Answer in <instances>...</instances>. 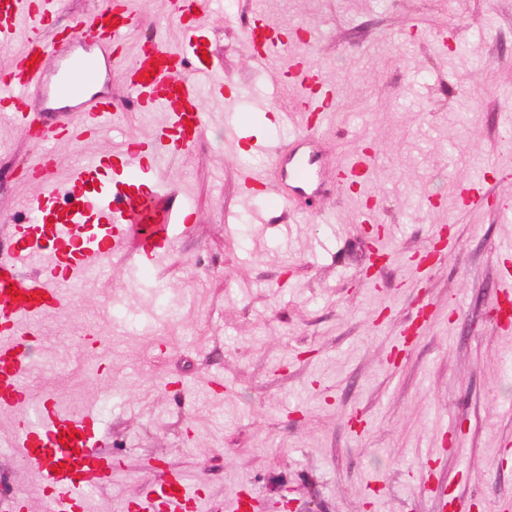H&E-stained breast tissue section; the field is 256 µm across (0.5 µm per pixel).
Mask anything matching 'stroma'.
Returning <instances> with one entry per match:
<instances>
[{
	"label": "stroma",
	"instance_id": "35a3bbf8",
	"mask_svg": "<svg viewBox=\"0 0 512 512\" xmlns=\"http://www.w3.org/2000/svg\"><path fill=\"white\" fill-rule=\"evenodd\" d=\"M104 0H60L50 34H68ZM135 24L112 61L116 129L56 142L59 175L79 160L120 154L162 123L139 108L121 71L155 37L175 46L164 0H126ZM200 16L224 92H203L202 136L160 175L191 213L153 267L112 261L69 289L46 320L27 380L78 410L95 405L115 463L91 512H123L150 463L201 481L209 512L237 487L257 512H437L424 483H442L448 512L512 504V332L500 329L499 254L512 249V0H240ZM288 31V50L258 60L254 10ZM318 67L336 94L316 134L323 188L291 197L267 157L231 141L288 139L279 124L301 90L294 59ZM265 111H255L257 101ZM375 162L362 192L337 193L335 173L363 146ZM0 118V259L36 187V152ZM266 170L282 198L244 197L243 169ZM489 169L488 203L458 194ZM375 201L377 221L362 213ZM97 326L100 345L83 341ZM0 410V512L41 501L33 468L9 443Z\"/></svg>",
	"mask_w": 512,
	"mask_h": 512
}]
</instances>
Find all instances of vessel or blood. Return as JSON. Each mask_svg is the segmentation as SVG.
Listing matches in <instances>:
<instances>
[{"label": "vessel or blood", "mask_w": 512, "mask_h": 512, "mask_svg": "<svg viewBox=\"0 0 512 512\" xmlns=\"http://www.w3.org/2000/svg\"><path fill=\"white\" fill-rule=\"evenodd\" d=\"M51 0H0V45L26 38L27 55H39L33 66H20L0 82V99L8 101L10 118L38 143L65 140L80 144L115 123L111 97L91 95L103 69L112 65L113 47L122 45L131 25L125 0H106L96 19L82 21L63 37L44 38L42 30ZM204 0H169L170 13L181 19L183 40L171 48L156 43L141 53L126 79L141 110L164 112L156 141L133 143L118 157L99 156L79 162L64 182L54 177L52 152L29 166L38 183L22 203L25 219L13 225L15 252L0 264V409L13 411L17 460L38 472L43 512H89L87 494L110 483L112 456L103 452L99 411L73 410L54 396L33 397L26 380L32 350L42 337V323L67 303V290L101 270L108 262L136 254L140 262L166 251L175 230H188L190 217L174 211L158 173L171 146L190 145L204 129L199 91L223 90L215 64L202 58L207 44L199 28L184 20L185 11L201 10ZM267 58L284 40L278 31L254 22L248 32ZM302 89L299 111L322 121L334 108L335 92L307 61L292 72ZM307 136L293 143H254L267 155L282 179L299 194L315 193L321 182L319 156L304 150ZM373 161L361 151L340 171V183L360 187ZM22 299H13L12 290ZM155 480L125 503L127 512H202L198 484L181 473L156 466Z\"/></svg>", "instance_id": "1"}]
</instances>
